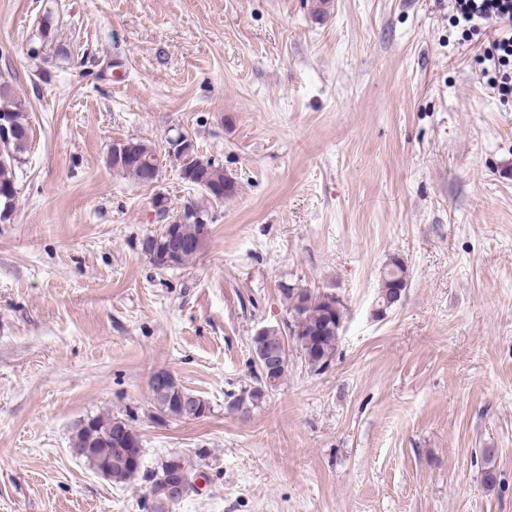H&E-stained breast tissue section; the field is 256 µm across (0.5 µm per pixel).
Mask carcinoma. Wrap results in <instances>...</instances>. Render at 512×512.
I'll use <instances>...</instances> for the list:
<instances>
[{
	"label": "carcinoma",
	"instance_id": "carcinoma-1",
	"mask_svg": "<svg viewBox=\"0 0 512 512\" xmlns=\"http://www.w3.org/2000/svg\"><path fill=\"white\" fill-rule=\"evenodd\" d=\"M1 112L9 113L12 127L8 137H0V222H6L11 219L16 208V169L27 152L32 130L27 117V102L12 95L10 86L5 82L0 83ZM129 143L132 146V158L113 160L112 168L145 185L156 172L154 164L158 149L155 144L137 138L130 139ZM181 178L196 187L201 198L186 201L183 209L175 212L168 233L144 238V253L155 266L161 268L165 267L164 253L168 246V236L184 244L180 264L193 259L203 250L209 237L212 221L209 206L224 202V199L234 196L237 191L236 181L224 173V168L197 151L184 167ZM408 277V269L403 262L397 257L390 258L380 277L373 311L375 317L386 316L401 301L402 295L397 293V289L408 284ZM280 292L291 322V336L304 354L306 363L314 370L325 368L336 354L345 307L337 306L338 296L328 291H315L284 283L280 285ZM269 395L270 391L264 389L263 380L258 376L256 386L248 389L246 396L235 399L230 409L247 413ZM190 397L201 400L200 396L175 383L165 392L154 394L162 417L178 420L184 419L185 402ZM72 447L79 451L78 458L114 482H125L139 472L133 462L113 453L115 448H129L137 456L141 453L139 436L122 419L94 417L84 422L72 439ZM482 454L487 464L483 472V484L493 488L497 484V474L493 467L495 449L484 448Z\"/></svg>",
	"mask_w": 512,
	"mask_h": 512
}]
</instances>
